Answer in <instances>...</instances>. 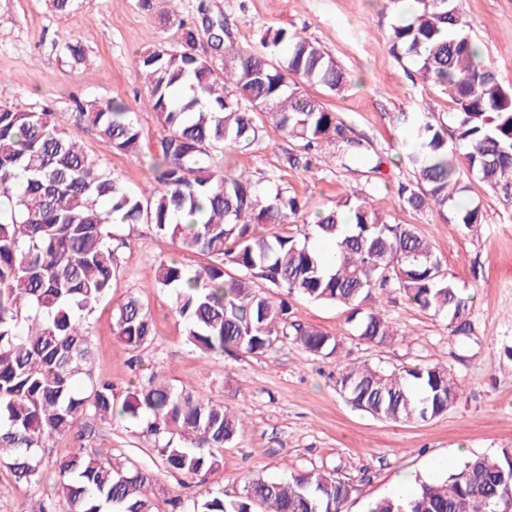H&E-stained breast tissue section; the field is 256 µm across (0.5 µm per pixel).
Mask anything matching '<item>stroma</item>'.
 <instances>
[{
  "label": "stroma",
  "instance_id": "1",
  "mask_svg": "<svg viewBox=\"0 0 512 512\" xmlns=\"http://www.w3.org/2000/svg\"><path fill=\"white\" fill-rule=\"evenodd\" d=\"M166 7L165 0H152L147 10L138 0H76L71 12L61 14L50 9L48 0H0V103L23 110L49 106L58 126L68 129L76 100L124 102L139 121L142 152L117 153L91 131L82 133L83 147L128 189L149 186L160 127L143 106L147 87L138 75L137 57L160 43L176 44V26L159 21ZM457 7L485 63L504 88L512 89V0H457ZM402 11L385 0H182L177 9L179 16L195 21L200 32L195 51L203 56L210 53L204 30L211 18L224 19L241 46L258 45L269 28H285L321 44L349 81L336 92L310 83L305 91L336 113L368 154L381 161L376 172L363 164L342 166L335 146L306 150L267 122L261 146L216 158V166L261 187L277 180L306 203V221L346 193L373 194L391 222L416 227L471 299V330L453 336L442 318L385 288L379 295L381 309L397 337L377 347L355 335L346 306L293 294L287 298L293 319L338 337V355H312L290 337L260 355L193 352L185 343L183 323L171 311L169 293L155 286V270L162 259L195 269L206 264V257L181 251L151 225H113L114 238L124 246L110 293L90 317L95 375L111 381L123 396L156 374L238 413L244 430L220 450L222 465L210 480L212 489L241 486L256 472L276 477L287 471H330L352 486L345 512H367L371 501L393 495L402 475L428 480L466 457L494 458L512 449V184L491 186L466 176L461 202L479 206L483 216L469 228L446 223L436 210L398 203L400 184L413 181L415 174L397 116L426 112L444 122L453 110L446 91L424 82L392 52L389 32ZM68 41L83 46L82 61L73 63L62 55L60 48ZM131 295L144 303L157 330L153 343L136 357L112 328L114 308ZM340 362L448 367L461 397L447 413L426 422L379 420L338 394ZM85 444L154 471L150 496L158 512H172V501H189L200 492L160 467L152 441L123 418L97 424ZM53 484L48 462L29 485L16 483L0 467V485L7 488L0 512H41L54 498Z\"/></svg>",
  "mask_w": 512,
  "mask_h": 512
}]
</instances>
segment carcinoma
<instances>
[{
    "mask_svg": "<svg viewBox=\"0 0 512 512\" xmlns=\"http://www.w3.org/2000/svg\"><path fill=\"white\" fill-rule=\"evenodd\" d=\"M179 28V46L161 44L137 59L147 106L162 129V163L147 190L127 189L80 144L78 133L92 129L118 153L140 152L141 129L124 103L76 102L73 132L59 128L46 107L0 104V467L28 484L40 472L46 439L84 432V418L108 423L117 414L154 438L164 469L204 488L180 512H343L352 487L332 472L257 474L239 489H206L221 466L219 449L243 429L238 414L156 374L121 401L112 383L94 376L89 319L118 269L112 213L126 224H151L211 259L200 270L162 261L155 275L185 324L186 343L202 353L262 354L287 335L311 354L338 352V338L288 322V305L268 286L347 306L356 335L375 346L396 337L376 305V288L387 285L445 318L451 335L468 331L462 318L469 298L415 227L391 223L371 194L347 193L316 215L312 234L336 245L329 264L307 244L273 232L295 222L306 204L280 186L263 190L213 168L217 154L259 143L257 112L308 146L327 142L347 162L364 159L336 113L301 90L303 83L341 89L348 77L336 60L283 28L266 30L258 48L228 45L224 20H210L211 50L224 64L220 82L214 58L193 51L194 29L182 20ZM390 42L422 80L448 89L455 105L451 144L445 125L426 113L402 117L416 182L400 186L398 202L427 205L450 224H479V207L460 203V172L492 186L512 183V90L483 63L454 0H417L416 13L392 27ZM230 85L234 98L224 94ZM113 331L132 351L155 337L148 311L132 296L117 307ZM336 390L353 408L392 422L432 419L461 396L450 370L419 364L340 365ZM54 470L60 512H154L149 470L83 446L60 453ZM510 483L512 454L473 455L442 479L419 483L412 496L379 499L368 512H500Z\"/></svg>",
    "mask_w": 512,
    "mask_h": 512,
    "instance_id": "1",
    "label": "carcinoma"
}]
</instances>
